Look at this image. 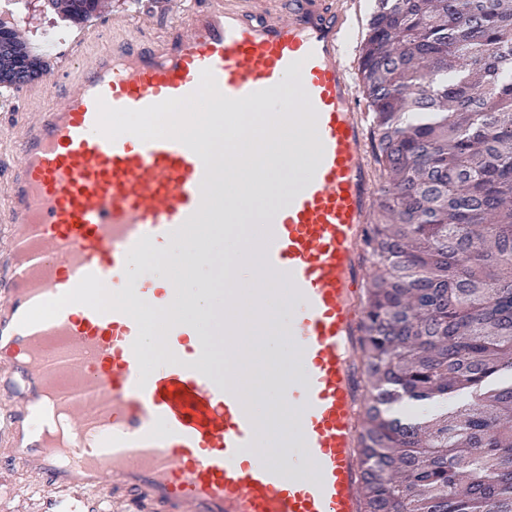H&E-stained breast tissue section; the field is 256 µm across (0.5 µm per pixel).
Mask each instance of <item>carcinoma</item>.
Segmentation results:
<instances>
[{
    "mask_svg": "<svg viewBox=\"0 0 512 512\" xmlns=\"http://www.w3.org/2000/svg\"><path fill=\"white\" fill-rule=\"evenodd\" d=\"M71 22L103 0H45ZM362 94L384 183L362 342L360 512H512V0H375ZM0 19V86L39 75ZM459 396L406 420L389 407Z\"/></svg>",
    "mask_w": 512,
    "mask_h": 512,
    "instance_id": "cac0c4a2",
    "label": "carcinoma"
}]
</instances>
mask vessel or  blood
I'll use <instances>...</instances> for the list:
<instances>
[{"label":"vessel or blood","instance_id":"b4317fda","mask_svg":"<svg viewBox=\"0 0 512 512\" xmlns=\"http://www.w3.org/2000/svg\"><path fill=\"white\" fill-rule=\"evenodd\" d=\"M357 0H203L151 28L145 44L88 52L103 28L71 34L56 71L27 85L33 109L0 165V457L39 482L55 512L108 491L111 512H359L360 356L378 190L359 64L345 40ZM292 87L297 111L281 96ZM209 115L264 107L311 143L276 205L248 211L277 172L225 194L254 159L175 125L143 133L168 106ZM259 224L261 266L195 253L159 276L152 260L201 224ZM211 272L215 303L188 287ZM109 286L108 305L88 301ZM283 288L282 376L268 404L293 406L282 445L262 429L244 384L240 286ZM182 310L203 312L200 335ZM161 329L151 336L145 313Z\"/></svg>","mask_w":512,"mask_h":512}]
</instances>
